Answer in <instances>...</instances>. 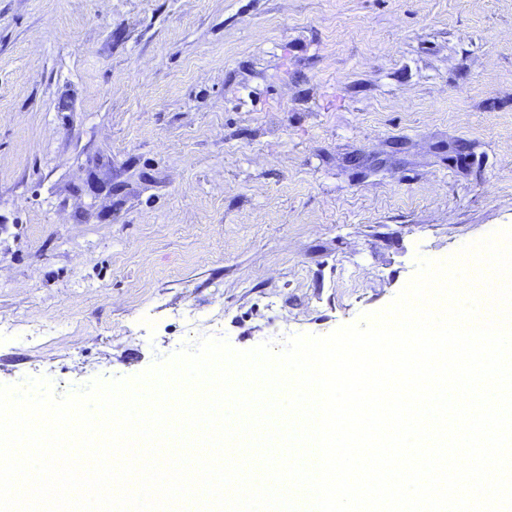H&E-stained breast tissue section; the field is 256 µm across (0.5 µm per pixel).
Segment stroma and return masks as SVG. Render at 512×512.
Returning <instances> with one entry per match:
<instances>
[{
	"label": "stroma",
	"mask_w": 512,
	"mask_h": 512,
	"mask_svg": "<svg viewBox=\"0 0 512 512\" xmlns=\"http://www.w3.org/2000/svg\"><path fill=\"white\" fill-rule=\"evenodd\" d=\"M508 227L512 0H0V384L323 336Z\"/></svg>",
	"instance_id": "stroma-1"
}]
</instances>
